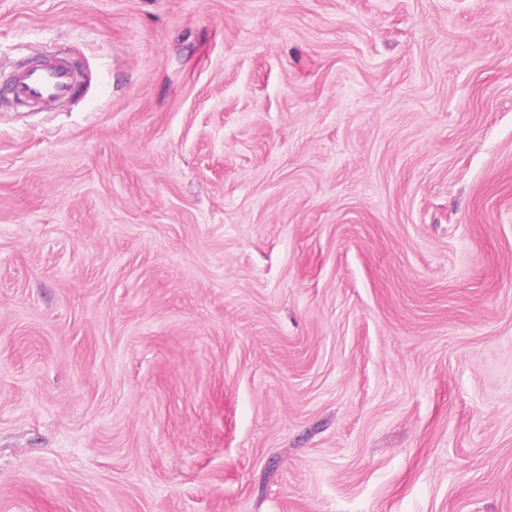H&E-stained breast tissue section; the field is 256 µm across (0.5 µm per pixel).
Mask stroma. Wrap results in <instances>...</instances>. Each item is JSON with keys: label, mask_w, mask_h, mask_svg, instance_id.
<instances>
[{"label": "stroma", "mask_w": 512, "mask_h": 512, "mask_svg": "<svg viewBox=\"0 0 512 512\" xmlns=\"http://www.w3.org/2000/svg\"><path fill=\"white\" fill-rule=\"evenodd\" d=\"M0 512H512V0H0ZM77 83L78 73L69 61L49 57L11 76L4 92L17 101L35 102L51 108L70 97Z\"/></svg>", "instance_id": "stroma-1"}]
</instances>
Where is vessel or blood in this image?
Segmentation results:
<instances>
[{
  "instance_id": "vessel-or-blood-1",
  "label": "vessel or blood",
  "mask_w": 512,
  "mask_h": 512,
  "mask_svg": "<svg viewBox=\"0 0 512 512\" xmlns=\"http://www.w3.org/2000/svg\"><path fill=\"white\" fill-rule=\"evenodd\" d=\"M77 83L78 73L69 61L50 57L11 76L5 92L15 100L50 108L70 97Z\"/></svg>"
}]
</instances>
